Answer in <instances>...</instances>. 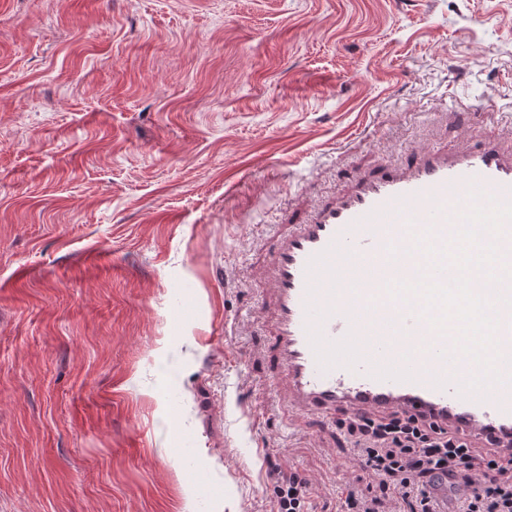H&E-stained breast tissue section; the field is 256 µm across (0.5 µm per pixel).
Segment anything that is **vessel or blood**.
<instances>
[{
    "instance_id": "vessel-or-blood-1",
    "label": "vessel or blood",
    "mask_w": 512,
    "mask_h": 512,
    "mask_svg": "<svg viewBox=\"0 0 512 512\" xmlns=\"http://www.w3.org/2000/svg\"><path fill=\"white\" fill-rule=\"evenodd\" d=\"M472 187L512 198V151L490 140L452 150L422 145L410 161L360 177L270 244L275 370L291 406L322 416L398 413L512 450V392L460 396L468 360L439 359L446 341L420 317L419 303L384 290L424 271L420 253L406 250L411 231L446 240L468 206L459 192ZM390 243L401 254L391 256ZM431 491L461 499L470 487L440 472Z\"/></svg>"
}]
</instances>
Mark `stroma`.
Here are the masks:
<instances>
[{"label":"stroma","instance_id":"1","mask_svg":"<svg viewBox=\"0 0 512 512\" xmlns=\"http://www.w3.org/2000/svg\"><path fill=\"white\" fill-rule=\"evenodd\" d=\"M487 139L512 0H0V512H273L271 458L340 512L373 478L272 372L264 249Z\"/></svg>","mask_w":512,"mask_h":512}]
</instances>
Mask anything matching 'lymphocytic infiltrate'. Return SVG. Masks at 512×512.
Masks as SVG:
<instances>
[{"instance_id": "lymphocytic-infiltrate-1", "label": "lymphocytic infiltrate", "mask_w": 512, "mask_h": 512, "mask_svg": "<svg viewBox=\"0 0 512 512\" xmlns=\"http://www.w3.org/2000/svg\"><path fill=\"white\" fill-rule=\"evenodd\" d=\"M347 430L355 438L354 464L375 482L349 491L342 512H436L444 504L428 488L439 471L474 484L467 499L445 504L450 512H512V455L476 454L448 431L396 415L357 417ZM268 468L277 512H305L306 481L276 461Z\"/></svg>"}]
</instances>
